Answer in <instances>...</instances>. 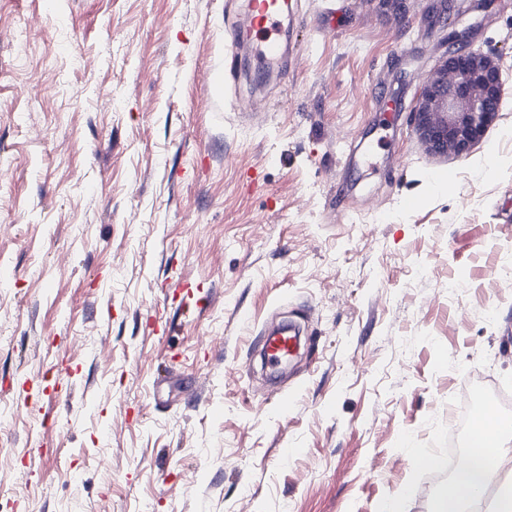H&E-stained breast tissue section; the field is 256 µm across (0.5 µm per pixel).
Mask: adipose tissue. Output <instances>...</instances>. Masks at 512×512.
Here are the masks:
<instances>
[{"label":"adipose tissue","instance_id":"1","mask_svg":"<svg viewBox=\"0 0 512 512\" xmlns=\"http://www.w3.org/2000/svg\"><path fill=\"white\" fill-rule=\"evenodd\" d=\"M509 462L512 450L504 442H489L483 434H476L468 465L442 488L431 512H479L484 490Z\"/></svg>","mask_w":512,"mask_h":512}]
</instances>
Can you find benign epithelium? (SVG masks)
<instances>
[{
  "label": "benign epithelium",
  "mask_w": 512,
  "mask_h": 512,
  "mask_svg": "<svg viewBox=\"0 0 512 512\" xmlns=\"http://www.w3.org/2000/svg\"><path fill=\"white\" fill-rule=\"evenodd\" d=\"M505 94L495 53L450 44L421 87L415 134L434 153L465 156L496 122Z\"/></svg>",
  "instance_id": "7a95c632"
}]
</instances>
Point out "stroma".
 I'll return each mask as SVG.
<instances>
[{
	"label": "stroma",
	"instance_id": "1",
	"mask_svg": "<svg viewBox=\"0 0 512 512\" xmlns=\"http://www.w3.org/2000/svg\"><path fill=\"white\" fill-rule=\"evenodd\" d=\"M291 6L228 83L238 0H0L6 512H425L512 389V92L463 157L412 124L445 12L512 89V0ZM296 336L291 327L288 331L267 336L263 341V350L272 363L289 359L296 347Z\"/></svg>",
	"mask_w": 512,
	"mask_h": 512
}]
</instances>
